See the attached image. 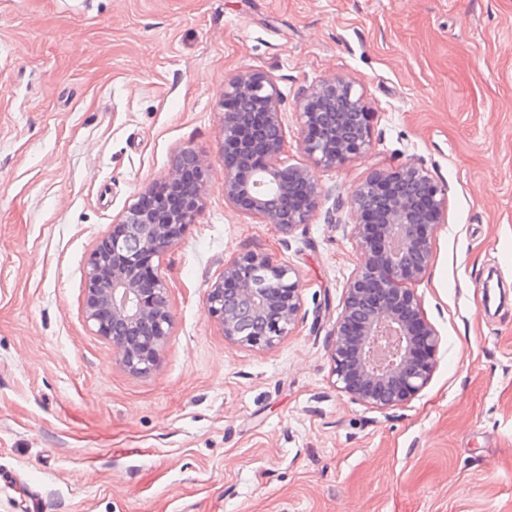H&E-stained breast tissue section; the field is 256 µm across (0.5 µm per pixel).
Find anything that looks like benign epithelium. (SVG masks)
<instances>
[{
  "label": "benign epithelium",
  "instance_id": "obj_1",
  "mask_svg": "<svg viewBox=\"0 0 512 512\" xmlns=\"http://www.w3.org/2000/svg\"><path fill=\"white\" fill-rule=\"evenodd\" d=\"M280 106L277 80L267 72L246 70L225 82L224 202L290 234L309 223L319 205L316 170L367 153L372 112L355 82L343 76L304 91L299 147L310 164L286 166ZM206 177L201 155L182 149L87 259L86 322L112 344L116 362L131 374L150 373L169 336L168 286L153 259L194 222ZM347 207L361 261L334 327L333 376L351 400L384 410L412 399L436 368L439 336L408 285L421 280L430 264L434 232L447 216V189L408 162L373 171L353 189ZM301 301L294 268L261 251L224 263L205 297L225 340L268 349L295 325Z\"/></svg>",
  "mask_w": 512,
  "mask_h": 512
}]
</instances>
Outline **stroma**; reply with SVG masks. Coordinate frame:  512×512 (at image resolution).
<instances>
[{
  "label": "stroma",
  "mask_w": 512,
  "mask_h": 512,
  "mask_svg": "<svg viewBox=\"0 0 512 512\" xmlns=\"http://www.w3.org/2000/svg\"><path fill=\"white\" fill-rule=\"evenodd\" d=\"M272 73L285 158L302 89L343 75L370 148L317 178L292 234L224 203L227 77ZM203 208L155 264L173 325L134 375L85 322L96 244L177 152ZM414 162L447 222L414 283L435 372L375 411L330 350L358 262L350 192ZM293 267L302 306L274 348L205 309L224 264ZM512 512V0H0V512Z\"/></svg>",
  "instance_id": "35a3bbf8"
}]
</instances>
